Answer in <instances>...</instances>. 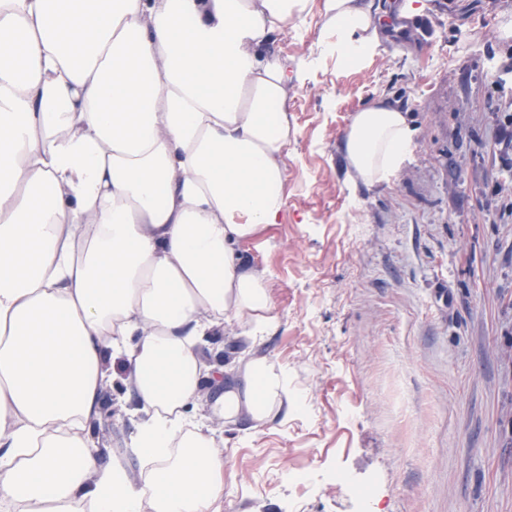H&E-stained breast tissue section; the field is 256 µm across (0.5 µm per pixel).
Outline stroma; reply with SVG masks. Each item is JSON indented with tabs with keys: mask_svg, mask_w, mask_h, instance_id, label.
Returning a JSON list of instances; mask_svg holds the SVG:
<instances>
[{
	"mask_svg": "<svg viewBox=\"0 0 512 512\" xmlns=\"http://www.w3.org/2000/svg\"><path fill=\"white\" fill-rule=\"evenodd\" d=\"M323 2L272 44L301 75L286 206L242 246L278 315L258 350L303 400L255 432L210 419L224 512H512V143L496 139L512 0H418L420 28L381 35L359 70L322 54ZM382 98L414 149L395 179L356 187L343 137ZM124 394L113 377L92 436L135 475Z\"/></svg>",
	"mask_w": 512,
	"mask_h": 512,
	"instance_id": "35a3bbf8",
	"label": "stroma"
}]
</instances>
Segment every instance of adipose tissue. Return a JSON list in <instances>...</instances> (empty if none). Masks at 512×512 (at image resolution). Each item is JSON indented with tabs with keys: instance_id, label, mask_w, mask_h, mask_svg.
I'll use <instances>...</instances> for the list:
<instances>
[{
	"instance_id": "1",
	"label": "adipose tissue",
	"mask_w": 512,
	"mask_h": 512,
	"mask_svg": "<svg viewBox=\"0 0 512 512\" xmlns=\"http://www.w3.org/2000/svg\"><path fill=\"white\" fill-rule=\"evenodd\" d=\"M311 0H0V512H222L224 438L294 414L288 369L199 346L276 316L242 245L285 210L294 77L268 48ZM320 45L375 53L373 0H325ZM408 113L356 112L358 181L409 159ZM138 476L91 437L116 360Z\"/></svg>"
}]
</instances>
